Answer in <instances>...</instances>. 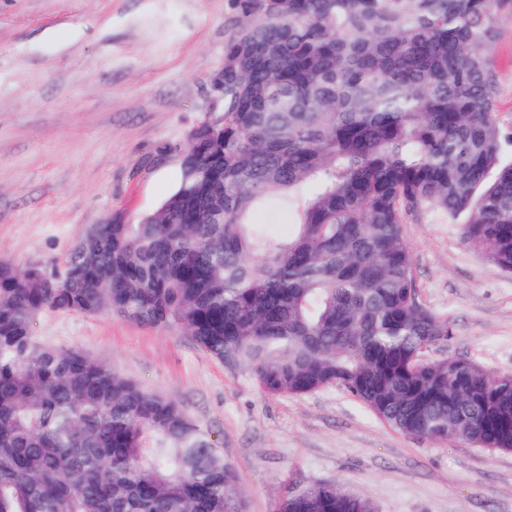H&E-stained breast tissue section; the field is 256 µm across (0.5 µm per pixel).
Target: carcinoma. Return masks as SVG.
Instances as JSON below:
<instances>
[{"instance_id":"carcinoma-1","label":"carcinoma","mask_w":512,"mask_h":512,"mask_svg":"<svg viewBox=\"0 0 512 512\" xmlns=\"http://www.w3.org/2000/svg\"><path fill=\"white\" fill-rule=\"evenodd\" d=\"M224 115L178 188L63 260L0 263V512H245L235 470L176 401L32 336L47 309L186 330L270 396L336 385L393 430L512 452V374L445 352L403 224L463 226L512 273V143L493 48L512 0H233ZM295 212L271 236L251 212ZM283 512H375L334 483Z\"/></svg>"}]
</instances>
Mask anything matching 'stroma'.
Segmentation results:
<instances>
[{
    "mask_svg": "<svg viewBox=\"0 0 512 512\" xmlns=\"http://www.w3.org/2000/svg\"><path fill=\"white\" fill-rule=\"evenodd\" d=\"M232 17L230 0H0V261L54 273L90 226L161 205L190 131L224 112L214 79ZM494 56L507 130L510 17ZM403 231L420 301L452 327L449 356L512 373V274L461 225ZM32 334L181 403L238 473L246 512L324 481L377 512H512V452L402 435L337 386L265 395L184 329L48 310Z\"/></svg>",
    "mask_w": 512,
    "mask_h": 512,
    "instance_id": "1",
    "label": "stroma"
}]
</instances>
